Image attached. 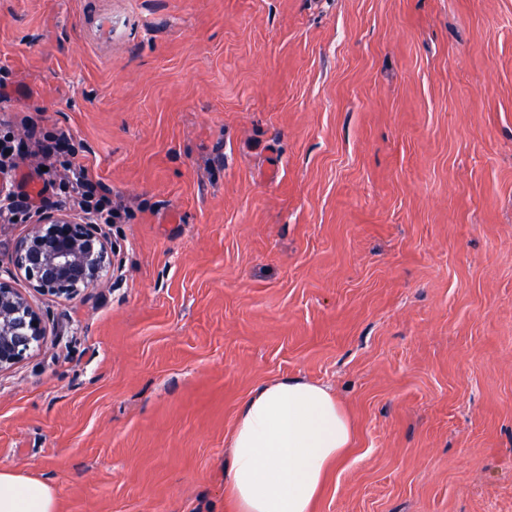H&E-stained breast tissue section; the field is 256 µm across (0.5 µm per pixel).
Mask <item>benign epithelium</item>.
Wrapping results in <instances>:
<instances>
[{
    "mask_svg": "<svg viewBox=\"0 0 512 512\" xmlns=\"http://www.w3.org/2000/svg\"><path fill=\"white\" fill-rule=\"evenodd\" d=\"M117 245L88 218L59 205L32 220L11 256L15 274L32 291L71 299L116 269ZM50 315L33 306L10 280L0 278V373L21 363L46 341Z\"/></svg>",
    "mask_w": 512,
    "mask_h": 512,
    "instance_id": "benign-epithelium-1",
    "label": "benign epithelium"
}]
</instances>
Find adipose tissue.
Returning a JSON list of instances; mask_svg holds the SVG:
<instances>
[{"label":"adipose tissue","instance_id":"ef3b65f1","mask_svg":"<svg viewBox=\"0 0 512 512\" xmlns=\"http://www.w3.org/2000/svg\"><path fill=\"white\" fill-rule=\"evenodd\" d=\"M350 441V422L329 386L287 378L258 387L232 433L229 489L236 512H312ZM0 512H57L56 491L0 470Z\"/></svg>","mask_w":512,"mask_h":512}]
</instances>
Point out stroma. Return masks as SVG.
<instances>
[{
    "instance_id": "obj_1",
    "label": "stroma",
    "mask_w": 512,
    "mask_h": 512,
    "mask_svg": "<svg viewBox=\"0 0 512 512\" xmlns=\"http://www.w3.org/2000/svg\"><path fill=\"white\" fill-rule=\"evenodd\" d=\"M1 70L132 218L33 296L0 470L234 512L236 416L300 378L353 428L313 512H512V0H0Z\"/></svg>"
}]
</instances>
